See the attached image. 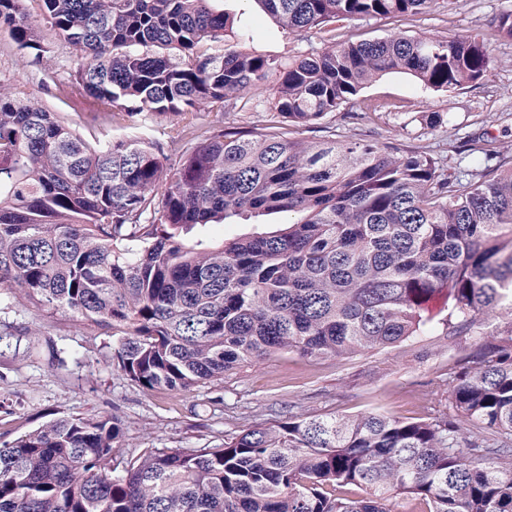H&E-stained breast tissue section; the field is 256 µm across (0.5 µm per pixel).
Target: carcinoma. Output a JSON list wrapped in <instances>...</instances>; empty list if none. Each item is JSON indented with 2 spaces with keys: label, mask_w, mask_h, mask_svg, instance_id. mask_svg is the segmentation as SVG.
I'll use <instances>...</instances> for the list:
<instances>
[{
  "label": "carcinoma",
  "mask_w": 512,
  "mask_h": 512,
  "mask_svg": "<svg viewBox=\"0 0 512 512\" xmlns=\"http://www.w3.org/2000/svg\"><path fill=\"white\" fill-rule=\"evenodd\" d=\"M0 0V27L46 52L45 25L80 56L73 89L128 116H181L276 75L279 129L197 135L167 165L135 139L89 147L39 104L0 91V288L117 337L113 359L145 391L189 390L277 351L317 359L392 346L448 289L459 323L512 305V160L491 147L447 174L426 152L291 128L343 112L392 72L426 88L477 82L484 39L405 37L311 49L283 65L233 44L203 55L229 16L213 0ZM284 29L414 15L432 0H258ZM284 214L211 247L198 226ZM473 425L380 414L311 416L215 448L124 454L110 417L57 418L0 448V512H512V329L448 381ZM504 458L479 466L471 456ZM357 486L365 495L342 494Z\"/></svg>",
  "instance_id": "1"
}]
</instances>
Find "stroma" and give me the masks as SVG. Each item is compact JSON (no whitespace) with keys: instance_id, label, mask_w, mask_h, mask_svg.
Here are the masks:
<instances>
[{"instance_id":"1","label":"stroma","mask_w":512,"mask_h":512,"mask_svg":"<svg viewBox=\"0 0 512 512\" xmlns=\"http://www.w3.org/2000/svg\"><path fill=\"white\" fill-rule=\"evenodd\" d=\"M215 7L230 16L232 27L226 38L203 42L208 54L228 40L288 61L313 47L394 32L485 36L494 65L482 81L436 91L411 75L389 73L366 83L356 100L357 106L374 109L373 119L331 114L297 128L295 136L388 145L402 154L420 150L451 172L467 168L488 141L512 155V40L491 33L493 20L512 12V0H437L417 15L365 18L299 33L278 27L259 0H217ZM43 38L48 50L38 57L19 50L7 31H0V88L60 114L89 143L131 136L164 142L179 123L213 134L227 129L259 134L275 124L268 89L251 87L242 96L255 99V106L204 102L181 118L157 117L140 126L126 111L107 112L73 92L75 48L49 31ZM423 320L418 335L392 347L324 359L279 353L188 391L150 392L117 369L107 330L40 306L18 291L0 290V446L50 420L77 415L118 417L124 448L133 453L211 448L255 427L314 415L452 419L449 377L483 353L494 334L512 327V309L481 320L474 335L458 330L451 306L440 298L429 304Z\"/></svg>"}]
</instances>
